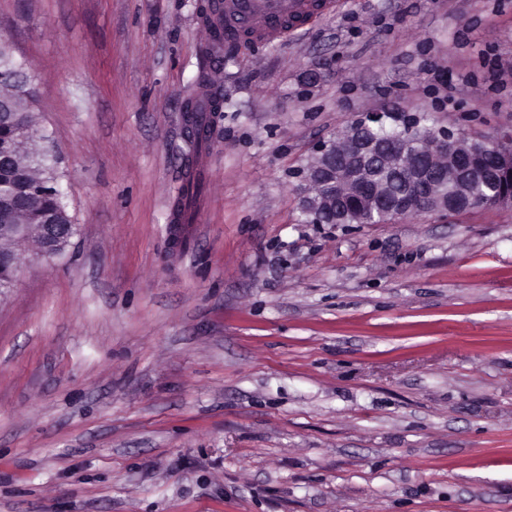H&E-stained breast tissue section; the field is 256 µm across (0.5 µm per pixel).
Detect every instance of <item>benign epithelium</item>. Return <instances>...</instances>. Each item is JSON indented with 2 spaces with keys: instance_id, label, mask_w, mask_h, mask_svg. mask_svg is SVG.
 <instances>
[{
  "instance_id": "7a95c632",
  "label": "benign epithelium",
  "mask_w": 512,
  "mask_h": 512,
  "mask_svg": "<svg viewBox=\"0 0 512 512\" xmlns=\"http://www.w3.org/2000/svg\"><path fill=\"white\" fill-rule=\"evenodd\" d=\"M384 114L374 112L348 126L337 139L321 143L307 167V180L313 182L319 192H306L300 199V211L328 217L334 224H352L356 213L383 211L390 219L404 217L408 213H442L459 215L469 207H448V175H453L461 189L483 180V155L488 141L477 143L448 130L437 131L430 147L417 156L405 157L406 145L392 139L376 143L367 138L364 128L382 122ZM405 164V184L408 191L394 201L387 200V189L358 179V175L370 166L393 168L401 160ZM66 226L58 223L53 212L41 215L39 231L43 245L31 260L50 261L61 254ZM16 250L0 252V273L20 269L17 251L24 248L29 238V225L12 227Z\"/></svg>"
}]
</instances>
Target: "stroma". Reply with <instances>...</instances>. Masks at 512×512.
<instances>
[{
  "label": "stroma",
  "instance_id": "obj_1",
  "mask_svg": "<svg viewBox=\"0 0 512 512\" xmlns=\"http://www.w3.org/2000/svg\"><path fill=\"white\" fill-rule=\"evenodd\" d=\"M196 3L0 0L79 226L0 300V512H512V208L299 209L367 113L512 130V0H340L231 57ZM221 101V97L214 93L203 96L199 99H191L189 102V112H186L185 123H184V135L186 138H194V130L188 121V117L191 113V120L193 124L199 128L206 129L208 136L203 139L194 138L191 142H197L191 146H188L189 152H196L205 143L208 142L211 133V120L208 116L204 115V112H217L216 108Z\"/></svg>",
  "mask_w": 512,
  "mask_h": 512
}]
</instances>
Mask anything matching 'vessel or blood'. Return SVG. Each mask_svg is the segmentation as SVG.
Masks as SVG:
<instances>
[{
	"label": "vessel or blood",
	"instance_id": "b4317fda",
	"mask_svg": "<svg viewBox=\"0 0 512 512\" xmlns=\"http://www.w3.org/2000/svg\"><path fill=\"white\" fill-rule=\"evenodd\" d=\"M336 6V0H221L218 21L228 39L246 36L272 42Z\"/></svg>",
	"mask_w": 512,
	"mask_h": 512
}]
</instances>
